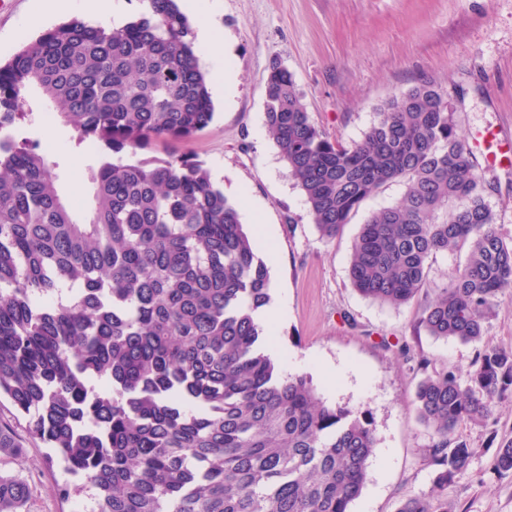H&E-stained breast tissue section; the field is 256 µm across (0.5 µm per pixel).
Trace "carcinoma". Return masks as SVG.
Here are the masks:
<instances>
[{
	"instance_id": "1",
	"label": "carcinoma",
	"mask_w": 512,
	"mask_h": 512,
	"mask_svg": "<svg viewBox=\"0 0 512 512\" xmlns=\"http://www.w3.org/2000/svg\"><path fill=\"white\" fill-rule=\"evenodd\" d=\"M147 2L120 27L58 24L0 65V397L54 452L59 497L79 495L90 512H350L377 448L370 414L327 403L308 375L280 374L255 319L271 300L269 266L203 164L134 159L214 116L190 20L177 0ZM32 86L98 157L82 218L57 165L13 133ZM264 96L268 132L322 237L379 189L405 186L360 227L354 289L398 308L421 293L434 255L462 253L417 324L481 342L512 291V243L496 231L494 182L457 135L448 94L426 82L390 99L349 146L312 122L287 67H270ZM398 352L424 371L414 411L437 474L397 512H455L448 482L473 449L454 433L512 395V351L484 348L464 372L431 373L427 356ZM508 473L512 441L490 467ZM29 494L0 472V512H20Z\"/></svg>"
}]
</instances>
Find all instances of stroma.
Returning a JSON list of instances; mask_svg holds the SVG:
<instances>
[{"label": "stroma", "mask_w": 512, "mask_h": 512, "mask_svg": "<svg viewBox=\"0 0 512 512\" xmlns=\"http://www.w3.org/2000/svg\"><path fill=\"white\" fill-rule=\"evenodd\" d=\"M39 0H0V60L71 18L91 21L84 0L38 14ZM204 19L231 46L237 73L232 106L214 97V119L184 141L155 142L143 157L188 154L203 162L238 207L255 202L270 231L272 298L283 301L276 317L271 356L285 373L296 362L313 378L320 397L370 410L378 445L369 481L351 512H396L400 501L429 493L436 469L425 459L429 431L414 411L422 376L404 361L399 345L425 354L431 369L467 368L478 347L428 336L416 327L422 305L413 300L392 308L359 295L349 280L354 239L367 217L397 202L402 184L393 183L366 200L336 238L321 237L305 199L264 122L261 83L272 62L293 73L313 123L333 142L359 140L380 107L412 87L431 81L446 90L456 108L465 142L484 139L503 162L488 168L498 189L489 198L500 235L512 240V0H206ZM47 107L30 90L20 136L38 142L57 163L62 190L76 211H85V171L94 161L75 143L74 131L46 120ZM331 361L335 378L322 374ZM0 426L21 444L9 469L31 487L27 512H75L78 499L61 500L62 474L49 467L42 442L9 399L0 400ZM474 453L448 485L457 512H512V474L492 478L498 443L512 440V397L496 407L483 426L456 431Z\"/></svg>", "instance_id": "obj_1"}]
</instances>
